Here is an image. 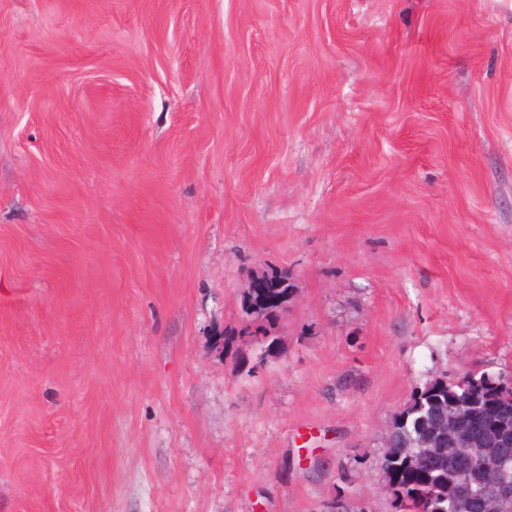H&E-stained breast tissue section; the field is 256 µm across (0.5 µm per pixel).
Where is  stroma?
<instances>
[{
	"instance_id": "1",
	"label": "stroma",
	"mask_w": 512,
	"mask_h": 512,
	"mask_svg": "<svg viewBox=\"0 0 512 512\" xmlns=\"http://www.w3.org/2000/svg\"><path fill=\"white\" fill-rule=\"evenodd\" d=\"M469 370L512 0H0V512H396L393 414ZM259 282L255 284V289L252 298L251 313H254V319L261 317L266 319L269 324L271 322V316L274 309L278 305L279 298L288 290V288H282L279 291H273L274 288H256Z\"/></svg>"
}]
</instances>
